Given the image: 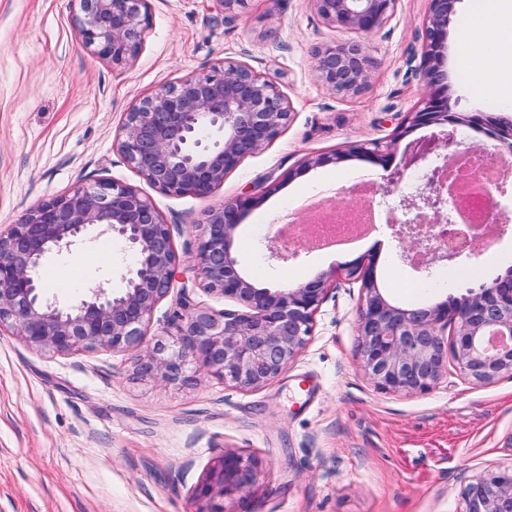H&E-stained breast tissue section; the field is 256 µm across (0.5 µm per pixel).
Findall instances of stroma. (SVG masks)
<instances>
[{"label": "stroma", "mask_w": 512, "mask_h": 512, "mask_svg": "<svg viewBox=\"0 0 512 512\" xmlns=\"http://www.w3.org/2000/svg\"><path fill=\"white\" fill-rule=\"evenodd\" d=\"M428 0H397L365 35L369 87L332 94L316 80L311 52L349 40L313 0H248L224 14L216 0H150L151 27L137 57L112 67L76 38L77 0H0V232L37 204L99 180L137 187L172 224L174 249L190 266L205 212L252 184L269 187L242 221L240 261L256 282L294 284L336 271L315 334L272 383L241 389L199 373L169 384L136 373L135 352L53 355L0 332V512H465L463 490L482 472L512 463V378L490 385L449 374L429 391L389 394L359 363V282L338 270L375 263L396 302L435 304L512 269V223L478 257L435 263L430 273L400 255L385 207L406 191L357 157L301 170L304 157L386 140L425 94L421 70ZM470 0H458L440 71L456 109L496 113L511 105L478 94L459 75L458 39ZM231 58L275 78L293 106L290 124L245 157L208 198L168 196L114 150L125 112L159 86ZM376 213L367 241L347 249L303 245L310 213L298 193ZM291 224L297 255L268 260L262 241ZM130 257L120 241L88 235L50 254L40 271L48 298L72 305L90 288L121 287ZM468 276H461V269ZM448 288H439L444 276ZM426 283L422 294L404 282ZM255 459L260 476L216 501L193 491L224 452Z\"/></svg>", "instance_id": "obj_1"}]
</instances>
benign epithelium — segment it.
Returning a JSON list of instances; mask_svg holds the SVG:
<instances>
[{
	"instance_id": "obj_1",
	"label": "benign epithelium",
	"mask_w": 512,
	"mask_h": 512,
	"mask_svg": "<svg viewBox=\"0 0 512 512\" xmlns=\"http://www.w3.org/2000/svg\"><path fill=\"white\" fill-rule=\"evenodd\" d=\"M76 35L98 58L121 67L133 60L150 27L149 0H79ZM330 25L372 33L381 28L396 0H313ZM458 0H429L421 66L426 94L389 142L357 144L346 151L307 156L301 168L364 157L388 171L395 183L425 164L427 182L389 207L403 257L421 258L414 269L428 271L438 260L478 254L487 236L454 223L459 175L455 151L459 129L481 123L491 129L499 157L512 153V117L477 118L455 110L438 67L448 24ZM315 76L337 95L363 92L371 82L370 56L360 40L325 44L312 54ZM289 99L274 79L226 58L203 74L164 85L126 113L113 146L124 161L162 194L207 198L224 184L241 159L274 140L290 122ZM427 138L407 140L416 129ZM402 152L400 163L393 157ZM263 199L247 192L207 211L194 272L209 293L239 305L214 313L193 307L177 316L176 333L139 358L137 374L167 382L189 379L188 366L243 389L278 378L313 335L315 315L331 275L318 274L293 286L259 287L239 267L237 241L243 218ZM93 228L121 240L134 261L114 291L99 285L78 303L62 307L48 300L39 268L56 251L70 250ZM269 258L297 255L279 234L267 240ZM345 277L361 282L356 324L360 365L377 389L390 394L430 390L456 373L489 385L512 377V270L434 305L401 306L379 288L373 264L354 261ZM183 277L171 225L138 188L101 180L42 202L5 234L0 233V329L13 330L30 348L68 355L83 349L140 351L158 303ZM259 475L257 463L226 452L195 489L200 499L241 491ZM465 512H512V464L485 471L464 489Z\"/></svg>"
}]
</instances>
